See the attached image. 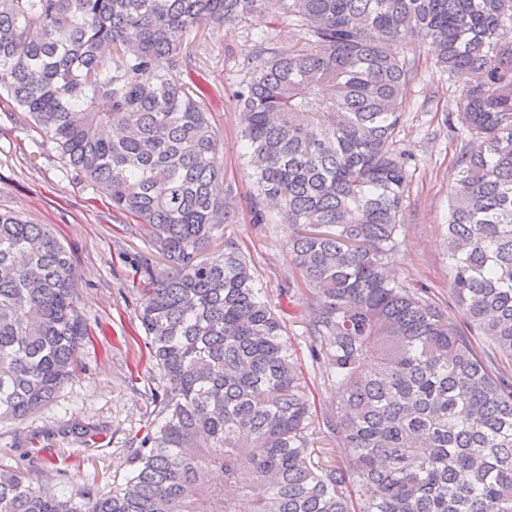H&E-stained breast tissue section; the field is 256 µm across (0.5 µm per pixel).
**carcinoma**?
<instances>
[{"label": "carcinoma", "instance_id": "obj_1", "mask_svg": "<svg viewBox=\"0 0 512 512\" xmlns=\"http://www.w3.org/2000/svg\"><path fill=\"white\" fill-rule=\"evenodd\" d=\"M263 12L275 37L236 102L254 216L284 214L311 292L318 414L285 323L224 223L207 87L166 70L200 27ZM512 0H0V103L147 228L141 326L157 425L109 491L48 493L0 470V512H512ZM462 80L447 224L452 315L392 274L412 159L397 148L416 50ZM79 274L44 224L0 213V420L72 377ZM325 426L346 449L332 462Z\"/></svg>", "mask_w": 512, "mask_h": 512}]
</instances>
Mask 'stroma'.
Returning a JSON list of instances; mask_svg holds the SVG:
<instances>
[{
    "instance_id": "obj_1",
    "label": "stroma",
    "mask_w": 512,
    "mask_h": 512,
    "mask_svg": "<svg viewBox=\"0 0 512 512\" xmlns=\"http://www.w3.org/2000/svg\"><path fill=\"white\" fill-rule=\"evenodd\" d=\"M270 30L277 33L279 51L295 49L298 36L291 27H274L269 14L256 13L202 27L206 53L196 54L194 65L172 69L171 75L179 81L201 78L210 87L209 118L221 135L229 211L219 231L232 235L250 258L259 287L286 324V345L300 358L317 404L328 413L336 407V389L324 383L323 367L309 356L308 291L289 246L294 228L278 213L263 224L253 220L251 170L234 100L261 62L256 37ZM417 55L418 75L398 142L399 150L414 157L416 170L396 270L407 284L429 286L444 304L448 195L459 176L455 160L468 134L462 127L448 129V116L457 110L459 80L435 66L428 47H420ZM0 212L49 225L70 250L80 274L78 310L90 333L76 374L53 401L23 421L0 420V468L27 474L25 452L36 444L43 485L61 495L109 490L126 477L133 445L152 428L153 398L165 385L140 326L141 295L134 284L136 264L158 255L139 226L113 211L109 199L58 151L47 148L43 134L15 112H0ZM75 422L106 427L107 435L83 446L69 432Z\"/></svg>"
}]
</instances>
